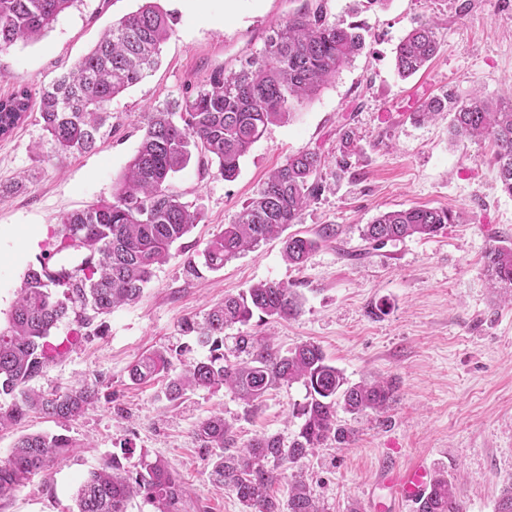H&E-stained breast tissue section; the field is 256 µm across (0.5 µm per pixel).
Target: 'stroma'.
<instances>
[{
    "mask_svg": "<svg viewBox=\"0 0 512 512\" xmlns=\"http://www.w3.org/2000/svg\"><path fill=\"white\" fill-rule=\"evenodd\" d=\"M303 0H160L175 16L158 68L113 99L111 117L95 148L57 158L35 118L0 137V326L16 289L42 249L52 247L62 215L112 195L143 135L144 112L183 100L217 67L239 69L263 44L271 26ZM142 0H78L38 41L0 55V98L21 86L51 84ZM329 22L362 24L365 48L309 102L283 123L269 125L227 181L194 154L176 173L172 191L202 219L155 268L134 303L105 315L107 330L87 336L46 367L35 388L64 391L88 383L105 399L68 421L30 415L0 427V460L24 433H63L76 447L49 475H38L0 512H73L80 482L121 446L136 470L142 454L165 460L187 491L186 512H241L235 495L209 479L211 449L196 438L200 421L223 412L237 445L261 435L291 440L305 401L302 383L282 385L247 411L230 391L199 390L179 405L158 384H131L127 370L157 348L185 349L203 360L208 347L187 344L186 317H203L225 296L259 282L291 285L302 302L294 318L236 325L227 333L270 337L288 348L311 341L349 382L381 377L396 384L384 413L338 412L353 433L300 462L301 473L326 512H416L390 494L382 468L426 461L447 469L464 512H494L512 482V291L491 288L482 257L500 237L512 238V197L495 179L490 144L452 141L446 119L421 121L420 104L444 91L496 99L512 91V0H324ZM436 28L439 52L409 79L395 69V51L418 23ZM351 127L357 152L351 167L336 165L340 135ZM316 150L326 158L324 189L303 210L292 232L315 236L335 225V240L319 243L303 266L288 264L272 240L223 269L187 274L289 154ZM412 206L439 207L457 217L430 238L373 246L361 230L380 213Z\"/></svg>",
    "mask_w": 512,
    "mask_h": 512,
    "instance_id": "35a3bbf8",
    "label": "stroma"
}]
</instances>
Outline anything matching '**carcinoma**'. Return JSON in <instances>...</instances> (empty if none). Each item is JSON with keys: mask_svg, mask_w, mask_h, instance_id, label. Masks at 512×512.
<instances>
[{"mask_svg": "<svg viewBox=\"0 0 512 512\" xmlns=\"http://www.w3.org/2000/svg\"><path fill=\"white\" fill-rule=\"evenodd\" d=\"M144 0L141 7L112 24L97 44L66 73L33 92L27 88L0 99V136H6L28 113L38 114L59 157L95 148L110 118L112 99L143 81L159 64L162 44L172 33V16ZM77 0H0V54L19 42L41 37L58 16ZM361 27L342 26L327 19L321 3H305L272 30L260 49L239 70L213 69L204 83L183 103L156 107L145 114L144 133L127 170L113 185L109 199L64 214L54 248L60 255L85 251L81 272L62 271L52 278L42 266L25 273L10 311L8 326L0 328V398H10L0 408V427L21 422L38 412L55 421L70 420L96 403V386L82 385L64 392H35L29 383L67 350L70 340H51V329L75 312L76 334L97 335L103 325H93L84 314L97 315L138 299L151 280L156 265L171 256L200 221V212L170 188L174 174L184 169L198 149L230 180L240 160L263 135L268 125L285 122L292 110L336 79L340 70L363 49ZM439 42L434 26L422 22L396 48L398 74L407 78L436 56ZM450 116L449 133L455 139L490 140L501 191L512 197V98L485 100L462 98L446 91L420 107L422 120L442 113ZM357 148L353 132L341 135V171L349 169L346 157ZM325 159L315 150L289 155L242 207L235 221L204 249L203 264L221 270L229 261L280 236L297 223L301 212L322 191L319 171ZM454 218L446 209L415 206L381 213L364 225L362 239L378 246L419 236L436 235ZM318 240L299 233L282 240L285 259L302 265ZM483 271L494 288H512V242L490 245L483 256ZM53 286L67 291L58 296ZM301 308L291 286L261 282L206 312L203 320L186 319L185 336L210 346L206 361L174 369L173 356L155 350L141 356L128 370L134 385L165 380L163 394L171 403L189 391L226 387L250 409L265 394L281 385L301 382L307 402L295 416L301 419L288 445L277 435H262L244 448L230 451L232 425L219 412L201 421L197 437L203 448H218L210 459L213 483L235 494L241 512H325L308 485L293 478L286 484V501L270 495L279 468L293 467L328 442H346L351 431L337 424V410L351 415L377 413L394 401L396 386L388 381L350 384L314 343L286 350L265 337L238 336L236 350L246 359L231 362L224 355V330L245 325L254 316L290 319ZM75 447L68 436L35 433L21 436L5 460L0 461V500L10 498L32 476L47 473ZM137 496L156 512H186V488L179 476L160 458L144 459L136 476L126 474L114 454L99 470L91 471L76 491V512H128ZM417 512H463L448 472L433 473L431 485Z\"/></svg>", "mask_w": 512, "mask_h": 512, "instance_id": "1", "label": "carcinoma"}]
</instances>
